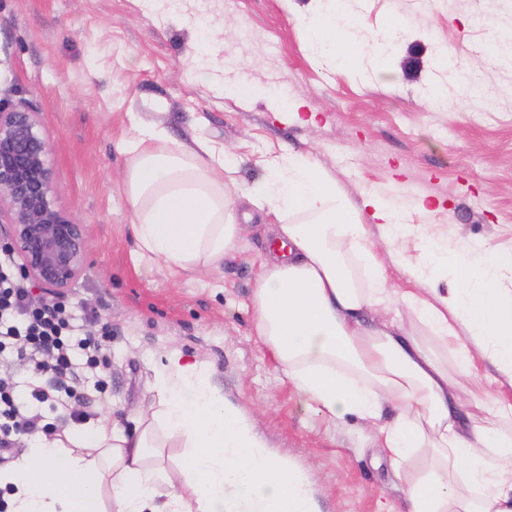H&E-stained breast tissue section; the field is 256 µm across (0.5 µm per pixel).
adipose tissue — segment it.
I'll list each match as a JSON object with an SVG mask.
<instances>
[{
  "label": "adipose tissue",
  "instance_id": "1",
  "mask_svg": "<svg viewBox=\"0 0 512 512\" xmlns=\"http://www.w3.org/2000/svg\"><path fill=\"white\" fill-rule=\"evenodd\" d=\"M349 29L325 10L307 32L332 55ZM125 152L139 256L219 270L242 231L223 147L206 137L182 145L144 127ZM266 166L248 198L278 219L280 248L261 266L253 323L300 407L371 421L408 512H512V250L434 241L376 192L353 204L314 159L284 153ZM400 259L409 287L396 292L386 266ZM395 301L422 333L389 318ZM483 365L500 390L476 398L478 415L460 426L457 387ZM155 388L156 408L133 429L102 417L33 441L0 470L10 512H315L303 477L226 407L207 365L169 353ZM389 406L397 415L386 423ZM158 424L184 448L186 490L164 486L151 438Z\"/></svg>",
  "mask_w": 512,
  "mask_h": 512
}]
</instances>
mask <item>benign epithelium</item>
<instances>
[{
  "label": "benign epithelium",
  "mask_w": 512,
  "mask_h": 512,
  "mask_svg": "<svg viewBox=\"0 0 512 512\" xmlns=\"http://www.w3.org/2000/svg\"><path fill=\"white\" fill-rule=\"evenodd\" d=\"M0 241L22 277L57 298L87 266L83 227L55 202L47 141L23 106L0 105Z\"/></svg>",
  "instance_id": "benign-epithelium-1"
}]
</instances>
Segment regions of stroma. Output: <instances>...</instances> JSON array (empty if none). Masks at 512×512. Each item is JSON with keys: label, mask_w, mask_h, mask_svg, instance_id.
<instances>
[{"label": "stroma", "mask_w": 512, "mask_h": 512, "mask_svg": "<svg viewBox=\"0 0 512 512\" xmlns=\"http://www.w3.org/2000/svg\"><path fill=\"white\" fill-rule=\"evenodd\" d=\"M358 21L340 66L304 29L318 0H0V103L25 104L48 144L58 204L82 224L88 265L64 299L86 334L110 329L107 387L92 416L133 428L157 401L164 353L212 367L224 400L306 475L317 512H406L403 485L368 421L325 422L254 334L260 262L273 219L243 194L267 159L309 156L360 203L388 192L406 224L448 243L512 249V0H344ZM399 21L406 35L373 57ZM248 83L250 95L237 96ZM299 104L274 112L270 97ZM200 135L234 160L244 231L221 270L186 274L136 254L121 172L136 128ZM426 199L429 212L415 207Z\"/></svg>", "instance_id": "stroma-1"}]
</instances>
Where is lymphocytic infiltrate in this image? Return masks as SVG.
I'll list each match as a JSON object with an SVG mask.
<instances>
[{
	"mask_svg": "<svg viewBox=\"0 0 512 512\" xmlns=\"http://www.w3.org/2000/svg\"><path fill=\"white\" fill-rule=\"evenodd\" d=\"M99 338L71 333L65 308L34 297L31 289L17 284L0 289V354L11 353L19 365L33 374L52 372L53 390L33 387L22 396L14 385L0 380V464L16 451L14 434L43 429L40 404L81 403L90 397L82 382L99 366Z\"/></svg>",
	"mask_w": 512,
	"mask_h": 512,
	"instance_id": "1",
	"label": "lymphocytic infiltrate"
}]
</instances>
